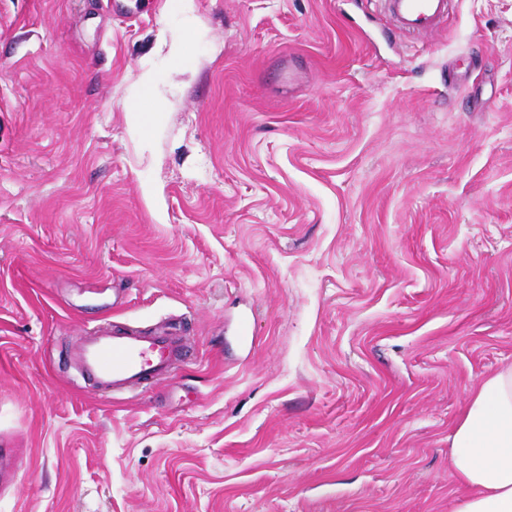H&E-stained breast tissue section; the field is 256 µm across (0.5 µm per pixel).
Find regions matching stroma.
<instances>
[{
  "mask_svg": "<svg viewBox=\"0 0 512 512\" xmlns=\"http://www.w3.org/2000/svg\"><path fill=\"white\" fill-rule=\"evenodd\" d=\"M123 5L0 0V512H459L512 365V0ZM112 323L189 363L95 393ZM390 16L407 32H429L448 17L447 0H385Z\"/></svg>",
  "mask_w": 512,
  "mask_h": 512,
  "instance_id": "obj_1",
  "label": "stroma"
}]
</instances>
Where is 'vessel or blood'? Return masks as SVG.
<instances>
[{"mask_svg": "<svg viewBox=\"0 0 512 512\" xmlns=\"http://www.w3.org/2000/svg\"><path fill=\"white\" fill-rule=\"evenodd\" d=\"M390 16L407 32L437 29L448 0H386ZM187 358L184 336L173 328L141 330L113 326L81 338L73 348L76 367L102 394L119 395L168 379Z\"/></svg>", "mask_w": 512, "mask_h": 512, "instance_id": "1", "label": "vessel or blood"}]
</instances>
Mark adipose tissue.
Wrapping results in <instances>:
<instances>
[{
  "mask_svg": "<svg viewBox=\"0 0 512 512\" xmlns=\"http://www.w3.org/2000/svg\"><path fill=\"white\" fill-rule=\"evenodd\" d=\"M461 512H512V365L474 387L451 441Z\"/></svg>",
  "mask_w": 512,
  "mask_h": 512,
  "instance_id": "adipose-tissue-1",
  "label": "adipose tissue"
}]
</instances>
